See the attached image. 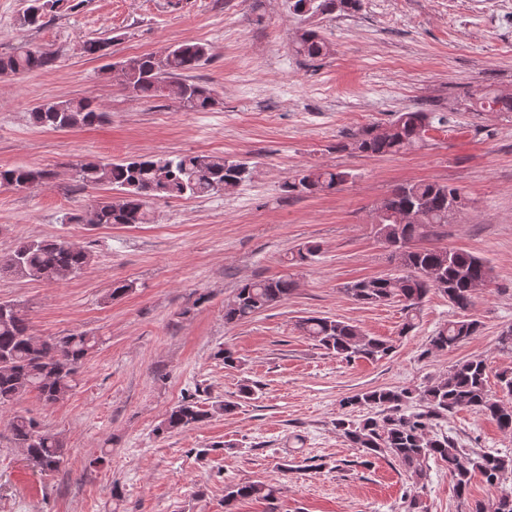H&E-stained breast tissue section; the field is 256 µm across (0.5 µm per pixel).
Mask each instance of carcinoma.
Masks as SVG:
<instances>
[{
	"instance_id": "1",
	"label": "carcinoma",
	"mask_w": 512,
	"mask_h": 512,
	"mask_svg": "<svg viewBox=\"0 0 512 512\" xmlns=\"http://www.w3.org/2000/svg\"><path fill=\"white\" fill-rule=\"evenodd\" d=\"M63 0H30L23 24L41 27L44 19L61 7ZM360 0H313L320 16L347 14L358 10ZM295 52L309 60L327 56L330 44L318 26L299 28ZM210 58L205 44L181 43L169 54H142L131 58L134 66L122 74L125 87L143 99L167 97L194 112L216 104L212 90L190 81V73ZM53 54L42 47L20 46L0 56V75L28 74L50 66ZM469 107L485 112H512V93L474 88L468 94ZM106 113L87 98H70L42 104L30 112L33 124L51 130H69L102 122ZM445 117L431 112H402L384 129L365 128L339 145L360 154H399L422 146L434 123ZM250 175V167L212 153L143 155L117 162L90 161L77 168L79 181L90 187L108 185L119 192L116 198L97 203L84 218L91 225L131 226L152 221L149 199L200 198L230 191ZM52 173L31 167H0V187L25 190L48 181ZM351 173L323 167H308L283 188L290 194L314 196L345 184ZM469 199L461 189L440 182H416L395 188L382 200L383 214L374 221L377 237L393 248L391 257L399 272L353 281L343 291L353 301L379 306L399 303L406 314L402 332L414 328V320L431 291L448 298L461 312L473 305L477 286L491 278V269L480 257L446 247H418L414 242L432 236L436 228L450 224L467 210ZM89 264L88 252L60 237L28 240L0 257V272L30 280L57 281L74 277ZM295 290L289 277L264 278L242 284L232 301L224 306V323L246 322L256 314L283 301ZM298 327L302 335L329 353L348 360H380L392 353L390 341L365 334L357 325L329 317L309 316ZM481 323L475 319L450 320L429 339V350L454 348L477 335ZM100 340L84 332L42 339L30 332L24 310L11 302H0V408L26 394L34 393L47 402L68 396L76 386L80 364L99 346ZM488 363L483 359L464 360L448 374L423 389L379 388L348 396L343 407L378 411L362 420L336 419V430L354 448H359L363 464L380 456L397 460L414 483L426 477L425 460L433 457L448 468L457 497L466 512H512V494L485 505L468 501L472 477L480 475L495 486L512 476V456L461 448L449 436L428 434L430 422L459 410H469L494 420L498 428L512 434V406L492 398L487 389ZM254 395L244 384L238 400H224L204 408L187 397L171 409L157 427L160 434L185 431L213 418L232 413L240 402ZM417 404L420 411L406 413ZM15 445L24 450L26 460L41 473L57 471L64 461L65 448L56 433H50L35 419L15 415L9 423ZM276 489L262 482H244L224 489V512H232L234 502L255 498L275 499Z\"/></svg>"
}]
</instances>
